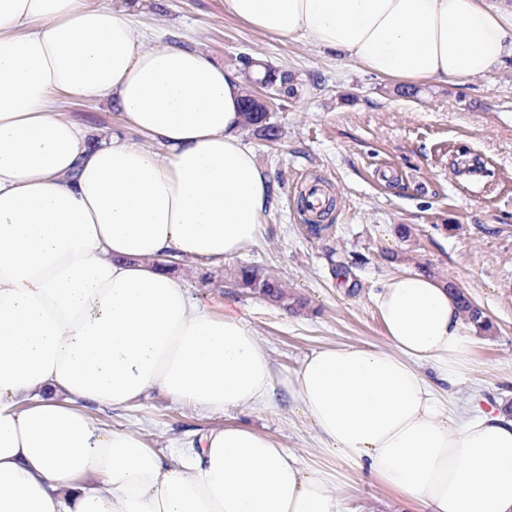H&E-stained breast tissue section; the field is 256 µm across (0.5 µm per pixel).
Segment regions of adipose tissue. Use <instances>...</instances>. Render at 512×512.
Segmentation results:
<instances>
[{"mask_svg": "<svg viewBox=\"0 0 512 512\" xmlns=\"http://www.w3.org/2000/svg\"><path fill=\"white\" fill-rule=\"evenodd\" d=\"M401 83L479 78L512 59L487 0H224ZM108 0H0V512H344L333 474L247 427L166 465L91 420L156 390L214 411L273 398L246 320L197 301L161 258L221 260L260 231L270 185L241 138L242 81L150 44ZM107 99L94 139L64 104ZM373 303L386 347L313 351L284 382L319 439L423 512H512V418L455 413L467 366L446 285L402 271Z\"/></svg>", "mask_w": 512, "mask_h": 512, "instance_id": "ef3b65f1", "label": "adipose tissue"}]
</instances>
